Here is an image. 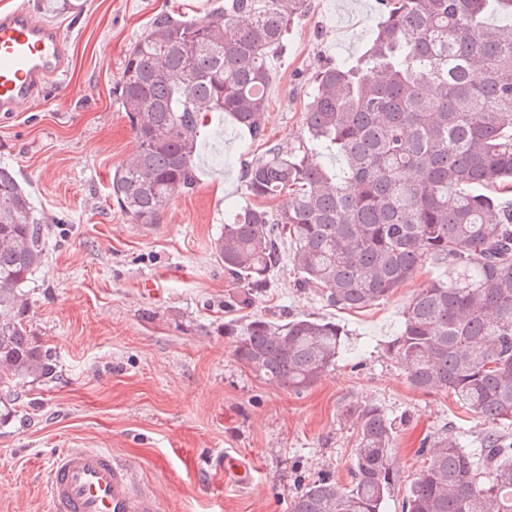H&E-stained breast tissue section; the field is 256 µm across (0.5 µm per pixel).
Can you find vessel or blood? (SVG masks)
I'll use <instances>...</instances> for the list:
<instances>
[{
  "mask_svg": "<svg viewBox=\"0 0 512 512\" xmlns=\"http://www.w3.org/2000/svg\"><path fill=\"white\" fill-rule=\"evenodd\" d=\"M70 69L60 28L29 9H0V113ZM42 491L50 512H164L160 497L139 476L138 465L108 448L55 453Z\"/></svg>",
  "mask_w": 512,
  "mask_h": 512,
  "instance_id": "vessel-or-blood-1",
  "label": "vessel or blood"
}]
</instances>
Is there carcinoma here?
<instances>
[{"instance_id":"obj_1","label":"carcinoma","mask_w":512,"mask_h":512,"mask_svg":"<svg viewBox=\"0 0 512 512\" xmlns=\"http://www.w3.org/2000/svg\"><path fill=\"white\" fill-rule=\"evenodd\" d=\"M307 0H224L191 19L154 18L130 48L116 90L134 158L112 174L111 196L139 224L157 223L172 194L195 185L198 128L227 113L266 136L270 57L287 44ZM384 19L355 61L327 60L303 112L307 140L272 146L246 166L251 202L214 240L246 308L271 285L280 245L293 244L297 287L330 307L387 298L429 261L457 270L416 290L388 351L410 385L448 390L485 424L512 422V0H379ZM73 0H36L47 16ZM343 164L332 170L313 156ZM287 194L284 209L270 206ZM42 221L14 171L0 165V394L54 372L32 335L28 283L44 259ZM238 360L271 385L301 394L334 366L346 330L318 319L224 323ZM394 422L360 410L343 486L324 473L289 512H384L397 481ZM428 465L401 512H512V437L479 447L445 435L422 443Z\"/></svg>"}]
</instances>
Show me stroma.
<instances>
[{"instance_id": "obj_1", "label": "stroma", "mask_w": 512, "mask_h": 512, "mask_svg": "<svg viewBox=\"0 0 512 512\" xmlns=\"http://www.w3.org/2000/svg\"><path fill=\"white\" fill-rule=\"evenodd\" d=\"M57 17L71 59L67 96L47 91L0 119V164L31 193L43 220L45 259L29 285V320L54 365L17 383L0 426V512H49L40 484L61 448H108L133 458L165 512H289L299 486L332 472L348 484L359 411L378 405L399 421V482L385 512H400L426 465L422 439L485 427L448 391L411 387L387 352L413 292L453 269L424 264L384 300L352 311L297 287L284 257L268 293L230 311L237 291L212 244L224 216L244 205V166L269 146L306 140L302 113L319 62L362 53L380 20L377 0H307V12L274 55L267 137L232 117L200 128L192 192L177 193L157 224L136 223L109 193L112 173L137 143L116 92L125 57L162 12L187 19L222 0H77ZM152 278L159 297L142 283ZM330 320L347 336L335 367L303 394L260 380L234 355L230 319ZM250 465L251 482L225 484L220 460Z\"/></svg>"}]
</instances>
